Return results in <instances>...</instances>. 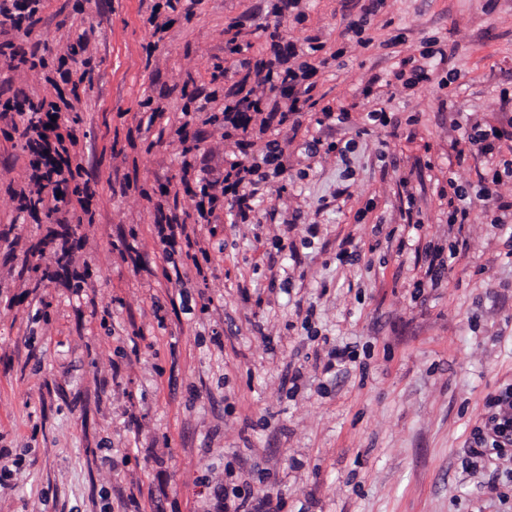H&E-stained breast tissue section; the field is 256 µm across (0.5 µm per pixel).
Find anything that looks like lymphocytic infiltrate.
<instances>
[{
    "instance_id": "f902f5d3",
    "label": "lymphocytic infiltrate",
    "mask_w": 512,
    "mask_h": 512,
    "mask_svg": "<svg viewBox=\"0 0 512 512\" xmlns=\"http://www.w3.org/2000/svg\"><path fill=\"white\" fill-rule=\"evenodd\" d=\"M43 0H0V56L40 74L43 87L32 93H20L0 101V117L18 115L23 124V149L29 155L31 174L25 186L16 191L19 210L42 214L68 224L79 211L87 210V194L77 186L82 168L73 162L79 138L72 126L62 125V113L75 111L80 101L81 84L92 83L91 70L72 71L67 59H60L54 73H47V61L38 51L15 50L13 39L21 32H31L41 22ZM273 59L246 69L226 97L209 92L199 98L202 112L223 113L234 129H247L252 117H259L261 130H280L290 118L303 111L311 99L306 79L314 67L312 56L322 51L316 40H309L305 52L282 50L273 43ZM260 163L237 161L224 173L222 182L204 178L181 180L173 195L194 200L200 219L214 213L218 199L229 200L240 217L253 211L261 183L283 173L282 152L277 140L260 148ZM487 417L472 432L479 455L504 457L512 450V385L488 398Z\"/></svg>"
}]
</instances>
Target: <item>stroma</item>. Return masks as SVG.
<instances>
[{
  "label": "stroma",
  "mask_w": 512,
  "mask_h": 512,
  "mask_svg": "<svg viewBox=\"0 0 512 512\" xmlns=\"http://www.w3.org/2000/svg\"><path fill=\"white\" fill-rule=\"evenodd\" d=\"M274 2L189 0L157 43L140 0H47L18 37L52 68L60 35L87 38L74 65L100 79L68 115L92 222L18 211L28 158L0 120V512H223L236 489L273 512H512V458L468 462L487 395L512 383V227L491 222L512 177L462 225L439 195L512 162V0H301L280 21ZM274 24L324 45L315 107L277 135L197 118L178 140L191 93L269 59ZM431 38L436 82L405 87L399 62ZM149 97L164 114L146 128ZM324 107L347 121L320 123ZM475 123L499 131L492 154L457 156ZM274 138L285 170L248 220L162 196ZM159 204L196 231L205 276L162 241ZM430 246L452 260L421 289Z\"/></svg>",
  "instance_id": "1"
}]
</instances>
